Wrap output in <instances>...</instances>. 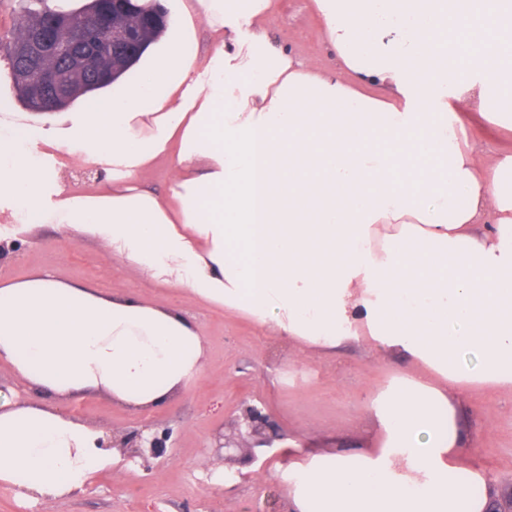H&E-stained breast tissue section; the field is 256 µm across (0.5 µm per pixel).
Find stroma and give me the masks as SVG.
<instances>
[{
    "label": "stroma",
    "mask_w": 512,
    "mask_h": 512,
    "mask_svg": "<svg viewBox=\"0 0 512 512\" xmlns=\"http://www.w3.org/2000/svg\"><path fill=\"white\" fill-rule=\"evenodd\" d=\"M277 45L331 66L323 31L309 0H280L273 21ZM0 240L20 241L19 252L0 257V287L24 282L45 269L58 281L98 288L115 296L132 295L148 305L180 311L196 324L204 340L203 378L163 403L135 410L105 394L57 397L30 388L7 363L0 362V384L25 403L62 404L75 420L112 432L150 424L175 428L177 442L157 459L152 473L141 467L117 468L96 477L73 497L28 503L12 485L0 484V512H264L267 501L284 502L286 489L261 474L288 465V442L311 448L353 443L372 430L365 409L366 390L380 386L388 370L358 349L340 359L312 357L293 362L286 343L247 317L174 288L117 256L109 242L71 224L0 226ZM265 402L282 437L254 470L226 469L215 483L208 448L212 433L231 423L243 403ZM494 415L484 419L483 406ZM470 421L480 438L474 453L481 464L512 490V398L488 395L473 403Z\"/></svg>",
    "instance_id": "obj_1"
}]
</instances>
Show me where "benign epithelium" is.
Segmentation results:
<instances>
[{
	"label": "benign epithelium",
	"mask_w": 512,
	"mask_h": 512,
	"mask_svg": "<svg viewBox=\"0 0 512 512\" xmlns=\"http://www.w3.org/2000/svg\"><path fill=\"white\" fill-rule=\"evenodd\" d=\"M137 8L131 0H103L101 9L95 14L90 25L78 27L68 19L34 32L29 38L13 43L11 51L24 62L19 76L26 77V71L36 67L41 71L42 83L35 90L36 98L57 84L60 79L61 59L59 58L60 37L69 32L82 46V52L69 60L68 66L78 74L83 70L103 67L106 57L119 48L134 51L139 47L142 30L134 17ZM104 27L110 38L101 41L95 37V30ZM280 439L274 424L264 408L247 403L237 418L233 431L225 434L216 432L212 437L213 456L222 463H234L241 459L253 463L258 460L255 449L270 448ZM173 429L167 425H149L142 430L129 432L114 431L100 448H116L127 459H139L146 471L152 470L153 461L164 457L174 447Z\"/></svg>",
	"instance_id": "7a95c632"
}]
</instances>
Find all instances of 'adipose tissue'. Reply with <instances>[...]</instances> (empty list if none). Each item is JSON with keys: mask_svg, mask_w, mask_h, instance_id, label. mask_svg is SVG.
<instances>
[{"mask_svg": "<svg viewBox=\"0 0 512 512\" xmlns=\"http://www.w3.org/2000/svg\"><path fill=\"white\" fill-rule=\"evenodd\" d=\"M333 68L276 46L274 0H181L135 65L41 115L0 108V217L73 224L167 284L244 313L294 361L347 346L392 363L376 434L293 444L289 512H489L473 401L512 395V0H312ZM210 47L194 49L198 30ZM169 187L142 185L158 162ZM102 170L111 189L65 187ZM60 398L145 409L204 374L184 315L66 284L0 288V362ZM62 409L0 397V483L72 497L120 462ZM459 111L468 121L466 130L470 139L492 149L494 153L512 152V136L510 134L502 133L484 120H480L478 113L466 104H460Z\"/></svg>", "mask_w": 512, "mask_h": 512, "instance_id": "obj_1", "label": "adipose tissue"}]
</instances>
